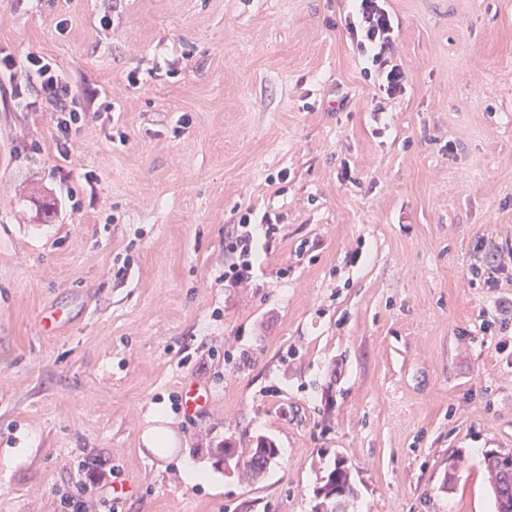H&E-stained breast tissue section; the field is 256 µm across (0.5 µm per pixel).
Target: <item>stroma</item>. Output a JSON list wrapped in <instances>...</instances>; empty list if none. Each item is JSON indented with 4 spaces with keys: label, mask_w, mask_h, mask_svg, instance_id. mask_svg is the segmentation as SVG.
Segmentation results:
<instances>
[{
    "label": "stroma",
    "mask_w": 512,
    "mask_h": 512,
    "mask_svg": "<svg viewBox=\"0 0 512 512\" xmlns=\"http://www.w3.org/2000/svg\"><path fill=\"white\" fill-rule=\"evenodd\" d=\"M387 5L392 99L341 0H120L108 28L100 0H0V46L112 105L64 181L49 110L0 83V512H60L81 468L111 470V512H331L338 459L344 512H494L512 269L471 271L512 248V0ZM248 207L281 230L231 288ZM158 405L170 448L142 442ZM260 435V479L209 454ZM323 478L324 484L319 487L318 495H322L326 500L332 499L334 503L336 502L334 511H342L337 509L340 508L342 500L353 490L349 467L345 466L343 461H338Z\"/></svg>",
    "instance_id": "stroma-1"
}]
</instances>
